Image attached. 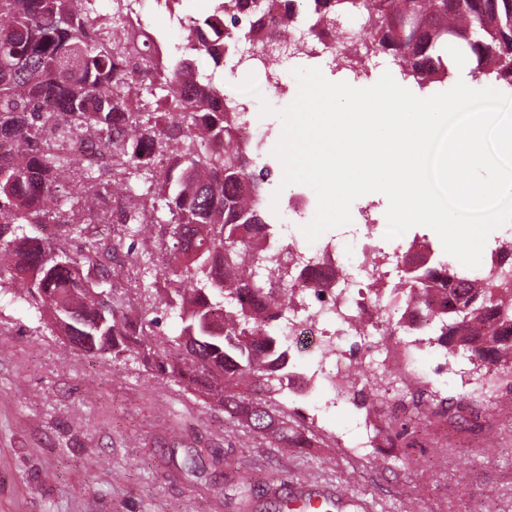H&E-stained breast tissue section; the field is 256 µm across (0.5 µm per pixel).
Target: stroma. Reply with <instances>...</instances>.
Segmentation results:
<instances>
[{
  "label": "stroma",
  "mask_w": 512,
  "mask_h": 512,
  "mask_svg": "<svg viewBox=\"0 0 512 512\" xmlns=\"http://www.w3.org/2000/svg\"><path fill=\"white\" fill-rule=\"evenodd\" d=\"M269 116L251 122L264 136L278 193L274 218L282 245L309 246L288 209L296 185H283L272 150L288 94L268 93ZM313 435L302 448H274L257 437L230 440L222 412L204 407L171 378L132 363L84 355L39 330L28 311L0 317V512H281L289 496L320 495L333 512H401L419 496L420 512H512V399L466 408L447 425L422 421L380 466L346 453L365 419L354 401L319 388ZM226 456L215 464L213 454ZM195 460L188 468L187 460ZM253 478L238 495L241 472Z\"/></svg>",
  "instance_id": "obj_1"
}]
</instances>
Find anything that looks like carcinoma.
<instances>
[{
  "label": "carcinoma",
  "mask_w": 512,
  "mask_h": 512,
  "mask_svg": "<svg viewBox=\"0 0 512 512\" xmlns=\"http://www.w3.org/2000/svg\"><path fill=\"white\" fill-rule=\"evenodd\" d=\"M326 31L361 14L366 52L391 57L421 88L443 79L463 49L469 74L512 89V0H299ZM254 0H215L186 36L189 53L158 61L155 38L112 24L93 0H0V296L38 327L91 356L125 358L211 401L244 432L281 448L311 425L288 406V348L275 334L306 309L263 197L271 176L236 135L242 113L197 120L224 94L194 56L220 64L224 24L241 19L263 48L294 19ZM150 76L139 86L136 71ZM154 278L125 296L112 259ZM397 284L421 306L430 343L484 372L512 373V282L465 277L420 256ZM181 320L162 332L160 310ZM444 399L411 393L410 417L438 416Z\"/></svg>",
  "instance_id": "1"
}]
</instances>
